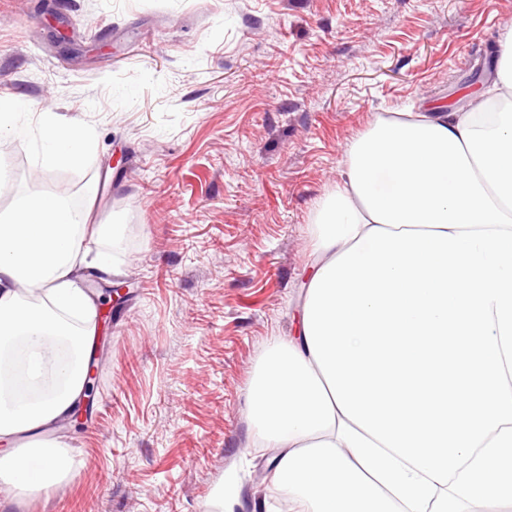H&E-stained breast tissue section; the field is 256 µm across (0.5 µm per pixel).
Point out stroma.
Masks as SVG:
<instances>
[{
	"label": "stroma",
	"instance_id": "1",
	"mask_svg": "<svg viewBox=\"0 0 512 512\" xmlns=\"http://www.w3.org/2000/svg\"><path fill=\"white\" fill-rule=\"evenodd\" d=\"M510 34L512 0H0V95L96 140L47 171L0 138V212L63 190L134 228L98 239L117 272L84 283L115 316L92 405L47 432L78 468L0 512H208L229 473L222 512H288L248 388L297 332L317 205L378 118L483 103L471 76Z\"/></svg>",
	"mask_w": 512,
	"mask_h": 512
}]
</instances>
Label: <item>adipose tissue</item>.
I'll list each match as a JSON object with an SVG mask.
<instances>
[{"label": "adipose tissue", "instance_id": "ef3b65f1", "mask_svg": "<svg viewBox=\"0 0 512 512\" xmlns=\"http://www.w3.org/2000/svg\"><path fill=\"white\" fill-rule=\"evenodd\" d=\"M502 106L378 119L318 204L298 332L271 347L248 390L252 422L279 449L288 512H469L512 503V45L495 73ZM0 136L37 137L43 169L80 166L92 132L0 96ZM106 227L42 192L0 214V491L67 481L66 444L16 435L71 413L85 390L96 307L81 267ZM57 383L33 396L47 372Z\"/></svg>", "mask_w": 512, "mask_h": 512}]
</instances>
